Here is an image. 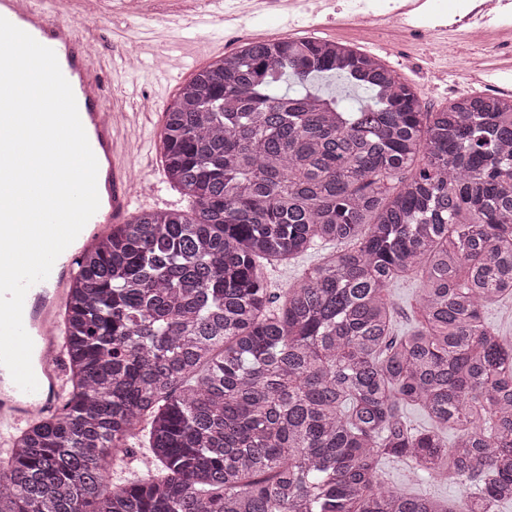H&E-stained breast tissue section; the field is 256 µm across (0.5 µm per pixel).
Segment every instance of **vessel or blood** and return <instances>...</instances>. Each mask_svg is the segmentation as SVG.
Listing matches in <instances>:
<instances>
[{
	"instance_id": "obj_1",
	"label": "vessel or blood",
	"mask_w": 512,
	"mask_h": 512,
	"mask_svg": "<svg viewBox=\"0 0 512 512\" xmlns=\"http://www.w3.org/2000/svg\"><path fill=\"white\" fill-rule=\"evenodd\" d=\"M0 16L51 48L76 98L79 116L98 162L100 205L78 239L91 245L96 236L121 223L135 195L125 168L115 160L114 122L100 88V73L88 51L89 39L70 23L29 0H0ZM80 249H65L49 277L31 286L23 308V324L33 341L32 368L38 381L34 392L21 390L0 366V428H11L47 416L57 409V394L66 379L60 348L61 316L67 282L73 278Z\"/></svg>"
}]
</instances>
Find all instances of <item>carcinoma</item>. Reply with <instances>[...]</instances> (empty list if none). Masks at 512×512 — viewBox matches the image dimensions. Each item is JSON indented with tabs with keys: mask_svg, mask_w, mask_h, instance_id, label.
I'll return each instance as SVG.
<instances>
[{
	"mask_svg": "<svg viewBox=\"0 0 512 512\" xmlns=\"http://www.w3.org/2000/svg\"><path fill=\"white\" fill-rule=\"evenodd\" d=\"M340 76L353 109L313 80ZM190 211H142L85 250L62 321L69 388L13 436L0 512H496L512 502V97L430 112L345 44L250 42L164 112ZM342 248L269 288L268 266ZM421 279L401 334L388 291ZM418 409L453 441L412 424ZM142 438L147 472L107 471ZM410 464L450 507L387 489ZM484 316L506 341H512V299L489 306ZM409 489L414 493L432 495L450 502L455 501L461 496L460 489L455 485L437 483L426 477L418 479L409 486Z\"/></svg>",
	"mask_w": 512,
	"mask_h": 512,
	"instance_id": "1",
	"label": "carcinoma"
}]
</instances>
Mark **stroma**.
Returning a JSON list of instances; mask_svg holds the SVG:
<instances>
[{
  "instance_id": "35a3bbf8",
  "label": "stroma",
  "mask_w": 512,
  "mask_h": 512,
  "mask_svg": "<svg viewBox=\"0 0 512 512\" xmlns=\"http://www.w3.org/2000/svg\"><path fill=\"white\" fill-rule=\"evenodd\" d=\"M226 19L220 25L179 28L157 21L158 8L174 19L204 17L212 9L207 0H145L140 14L128 15L114 0L111 8L100 9L93 29L97 59L102 67L103 96L118 121L115 127L121 161L140 167L138 188L142 195L134 211L155 208L188 209L189 200L168 183L163 163L160 133L163 116L183 83L199 69L248 41L285 36L314 37L337 41L374 55L397 68L421 98L425 108L435 111L448 102L445 90H431L425 83L427 64L414 46H385L351 35L336 17L305 12L266 11L263 0H223ZM171 56L166 69L156 68L154 53Z\"/></svg>"
}]
</instances>
